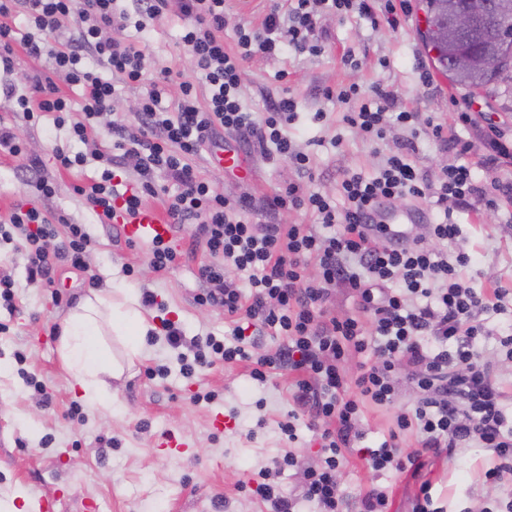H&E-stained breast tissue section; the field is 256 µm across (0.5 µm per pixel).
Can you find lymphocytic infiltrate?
<instances>
[{
	"label": "lymphocytic infiltrate",
	"instance_id": "1",
	"mask_svg": "<svg viewBox=\"0 0 512 512\" xmlns=\"http://www.w3.org/2000/svg\"><path fill=\"white\" fill-rule=\"evenodd\" d=\"M225 6V0H129L125 7L118 0H0V63H11L13 45L19 41L30 56L48 57L53 71L49 77L29 76L30 95H15L9 87L0 92L15 97L28 122L68 126L73 140L86 141L100 125L117 134L115 152L97 154L105 164L100 177L75 187L99 223H111L119 204L135 214L145 196L155 195L156 174L177 185L168 221L194 224V236L209 256L198 268L205 288L195 301L222 307L235 320L234 345L212 336L194 340V360L183 363L182 376L191 378L195 364L204 363L210 352L228 363L254 360L251 376L259 382L266 381L269 370H288L294 408L279 427L289 441H296V423L304 415L316 435L320 459L304 471L301 498L278 486L281 474L298 465L290 451L261 466L256 478L245 483V490L269 504L271 512H296L301 500L313 512H346L348 495L337 474L351 450L374 472L402 473L419 468L421 456L450 458L475 444L491 454L488 482L512 475V420L504 414L505 393L479 347L488 336L481 316L500 309L505 290L488 294L467 286L462 271L470 266L471 255H451L444 248L459 234L450 220L429 225L427 238L384 247L376 239L389 237L388 226L373 235L366 229L379 206L399 197H428L443 210L475 197L490 207L493 199L464 164L448 167L438 182H431L413 165L415 146L406 141L387 156L375 177L342 175L338 186L343 209H336L329 196L294 183L265 199L264 208L273 214L313 212L332 228V235H320L307 224L253 223L248 217L251 200L215 191L195 171L191 157L220 130L250 135L260 149H274L300 171L309 170L310 156L287 133L297 118L294 97L274 100L260 117L244 106V62L258 53L276 55L285 46L299 53L321 52L313 36L327 8L341 15L358 13L375 26L383 20L370 0H294L288 9L272 0L261 28H237V49L229 52L224 47ZM170 11L183 22L182 41L209 88L207 101L199 103L192 78L162 68L139 103L137 128L127 130L110 118L112 84L96 67L104 65L130 83L145 82L143 48L114 39L111 32L131 23L145 29ZM19 13L33 27L21 37L10 23ZM73 15L80 20L78 27L60 40L63 20ZM59 77L81 87L80 106L61 95L55 83ZM172 86L177 109L161 111L162 97ZM375 95L374 105L361 106L356 86L327 93L344 109L345 121L371 138H384L389 120L403 126L417 121V113L396 111L393 91L379 88ZM128 166L138 180L123 197L113 180L116 170ZM29 186L34 201L15 203L0 220V242H17L32 283L52 284L62 263L86 270L85 257L94 245L86 225L70 224L58 233L56 216L37 204L54 195V183L40 176ZM234 271L250 272L249 292L228 282ZM340 290L356 296L357 314L339 317L331 312L329 304ZM267 332L281 337V344L251 357L249 347ZM355 355L362 361L351 378L345 365ZM405 382L418 399L413 410L398 414L396 426L417 436L419 453L403 454L390 439L375 448L360 447L364 402L393 405Z\"/></svg>",
	"mask_w": 512,
	"mask_h": 512
}]
</instances>
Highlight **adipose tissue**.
<instances>
[{
	"instance_id": "adipose-tissue-1",
	"label": "adipose tissue",
	"mask_w": 512,
	"mask_h": 512,
	"mask_svg": "<svg viewBox=\"0 0 512 512\" xmlns=\"http://www.w3.org/2000/svg\"><path fill=\"white\" fill-rule=\"evenodd\" d=\"M145 329V319L129 297L116 302L96 294L68 315L61 330L59 353L83 400L92 404L104 402L102 376L120 369L104 345L103 336L115 334L133 358L139 354L135 338Z\"/></svg>"
}]
</instances>
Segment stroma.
Here are the masks:
<instances>
[{
  "mask_svg": "<svg viewBox=\"0 0 512 512\" xmlns=\"http://www.w3.org/2000/svg\"><path fill=\"white\" fill-rule=\"evenodd\" d=\"M410 10L402 15L398 28L372 27L358 14L339 17L324 13L320 23L322 50L313 55L288 51L273 57L258 55L245 66L242 98L256 114L265 112L270 100L293 96L298 118L288 129L312 158L309 171L296 170L288 161L266 158L259 150L247 149L253 176L240 181L215 165L210 152L192 160L198 173L225 196L243 193L261 198L284 190L288 184L302 185L305 191L337 197L336 182L342 172L354 171L375 176L382 158L396 150L400 142L413 140V163L429 178L442 175L445 168L463 163L477 166L490 132L501 133L512 144V101L484 91L466 92L453 87L433 71L416 34L422 16L420 0H409ZM182 23L167 16L145 30L127 27L115 31L118 39H129L146 51L147 79L168 67L192 77L196 74L190 52L181 41ZM354 52V65H343L347 52ZM50 74L48 58L29 56L15 47L10 68L0 67V86L12 85L16 94L28 93L27 78L33 73ZM357 85L364 98H373L376 88L394 91L397 110L418 113L412 127L392 125L381 140L363 139L361 132L344 124L341 109L327 99L325 89ZM468 111L470 121L460 124L456 115ZM329 113L330 123L314 121L316 112ZM0 119L14 125L29 152L43 161L34 171L25 161L0 154V217L7 216L14 202L26 194L27 180L43 174L56 187L53 197L41 200L42 208L63 216L73 224L86 225L96 242L86 262L100 278L99 288L84 284V275L69 266H59L54 283H29L23 251L0 245V275L15 283L14 312L0 310V321L10 330L0 333V502L28 507L39 512L41 496L59 497V512H84L94 501L99 512H267L265 505L240 492L239 486L273 458L293 451L300 469L281 478L285 493L297 497L299 512H308L303 502V470L319 460L318 446L306 427H299L297 441H288L278 427L292 408L287 373L273 374L260 383L250 376L251 363L218 362L199 371L196 382L182 377V362L176 350L164 340L163 321L180 323L186 336L207 333L231 341L233 324L223 308L197 305L194 298L203 285L199 265L206 261L197 251L177 269L156 273L148 263L144 246L128 245L115 237L107 224L97 223L83 205L74 187L83 175H95L96 149L113 146L115 139L105 127H97L87 142L73 143L66 128L49 123L31 124L18 112L14 101L0 96ZM443 126L447 136L472 141L470 154L462 156L436 141L430 123ZM70 147L87 154L84 172L57 169L55 147ZM407 208H423L432 218H450L460 234L449 244V252L473 255L474 263L465 272L469 285L479 291L507 289L504 309L483 314L492 334L484 347V358L492 364L497 381L512 394V361L499 351L498 337L512 335V197L499 200L495 210L481 202L452 207L443 214L424 199L403 198ZM134 266L136 278L124 273ZM149 288L157 297L152 307H142L147 333L138 337L140 354L121 377H106L105 404L83 402L73 379L65 371L54 329L76 305L92 293L131 291L140 294ZM43 381L50 395L42 401L26 382V374ZM217 393L212 403H194L196 390ZM416 393L402 388L394 405L367 406L360 425L362 445L376 447L396 437L402 453L418 450L414 435L397 433L396 415L412 408ZM79 415H71V405ZM223 413L227 428L211 427L209 416ZM172 432L189 441V454L171 458L157 443ZM51 437L41 447L43 437ZM491 465L488 452L470 448L451 459H426L418 474L379 475L369 470L357 456H349L339 480L349 496V512H358L362 496L371 488L391 490V512H410L411 500L420 481L430 480L436 506L447 512L494 507L496 500L512 496V483H487L485 471Z\"/></svg>",
  "mask_w": 512,
  "mask_h": 512,
  "instance_id": "obj_1",
  "label": "stroma"
}]
</instances>
